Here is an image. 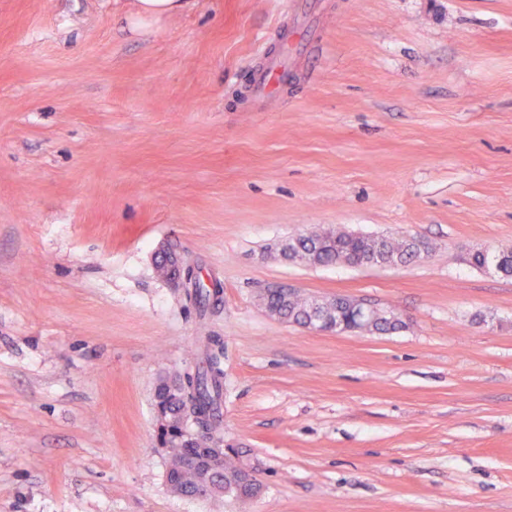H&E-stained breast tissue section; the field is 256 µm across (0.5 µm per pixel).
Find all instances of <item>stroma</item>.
<instances>
[{"label": "stroma", "mask_w": 512, "mask_h": 512, "mask_svg": "<svg viewBox=\"0 0 512 512\" xmlns=\"http://www.w3.org/2000/svg\"><path fill=\"white\" fill-rule=\"evenodd\" d=\"M327 227L428 251L278 257ZM503 250L512 0H0V512H512V276L468 260ZM280 284L405 327L281 322ZM210 355L253 500L166 483L154 388ZM196 0H133L129 5L128 19L137 16L140 20L161 22L190 10Z\"/></svg>", "instance_id": "1"}]
</instances>
